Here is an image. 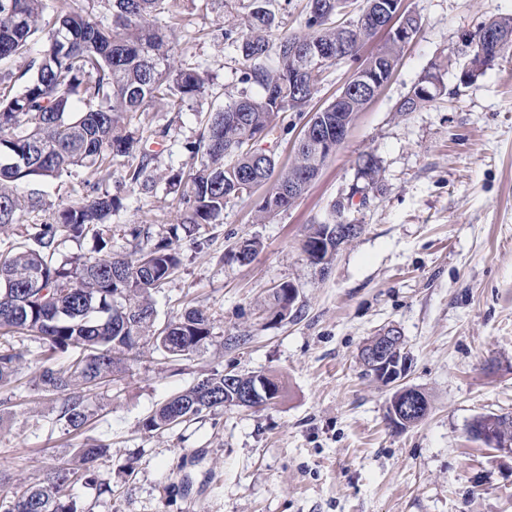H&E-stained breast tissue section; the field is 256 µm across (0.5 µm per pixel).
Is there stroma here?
Returning <instances> with one entry per match:
<instances>
[{"label": "stroma", "instance_id": "stroma-1", "mask_svg": "<svg viewBox=\"0 0 512 512\" xmlns=\"http://www.w3.org/2000/svg\"><path fill=\"white\" fill-rule=\"evenodd\" d=\"M249 2L174 0L155 21L174 40L175 63L195 67L206 86L177 108L147 111L152 128L167 131L147 145L164 177L188 173L200 114L260 93L224 36ZM404 6L421 20L417 35L302 197L263 224L255 220L262 192L231 200L197 243L183 244L177 274L155 295L157 319L206 312L214 329L204 352L171 364L141 349L127 373L92 392L94 414L74 434L31 384L39 340L12 338L26 364L0 385V471L40 479L72 448L100 441L110 446L97 473L107 491L72 486L80 512H512V455L470 433L481 415H512V51L461 77L466 37L512 16V0ZM356 67L330 66L307 113H280L281 136L266 145L277 165L289 163L308 112L331 103ZM430 71L442 93L401 111ZM367 155L382 169L383 190L356 211L361 234L319 270L302 241L355 187ZM85 177L43 184L27 222L46 221ZM122 196L112 223L138 227L152 244L168 234L180 204L164 182ZM252 238L262 250L245 264L233 259ZM285 282L295 302L286 317L270 318L269 297ZM389 326L405 340L411 384L430 401L426 417L403 430L385 419L391 388L358 356ZM216 370L272 372L284 390L263 407L216 408L161 434L143 429L153 409Z\"/></svg>", "mask_w": 512, "mask_h": 512}]
</instances>
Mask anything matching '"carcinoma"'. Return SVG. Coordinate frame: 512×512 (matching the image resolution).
Listing matches in <instances>:
<instances>
[{
	"label": "carcinoma",
	"mask_w": 512,
	"mask_h": 512,
	"mask_svg": "<svg viewBox=\"0 0 512 512\" xmlns=\"http://www.w3.org/2000/svg\"><path fill=\"white\" fill-rule=\"evenodd\" d=\"M101 3L112 12L109 26L68 0H58L49 19L45 0H0V61L23 62L19 72L4 76L0 88V338L19 333L41 341L34 390L57 404L55 422L75 433L92 416L91 387L125 372L139 349L150 346L178 361L212 341L213 322L198 309L156 325L152 292L177 272L181 242H196L228 202L250 195V180L261 184L272 177L256 210V220L266 222L292 207L307 189L304 175L316 176L329 159L318 146L299 142L291 164L276 174L271 153L256 147L255 135L274 139L279 113L305 111L317 91L324 67L316 59L298 63L295 46L309 42L322 50L339 48L340 59L360 61L357 70L388 78L404 48L389 39L375 54L360 58L359 47L377 34L371 17L361 23L356 38L349 26L332 22L333 16L348 13L353 0H309L308 32L274 42L270 0H251L237 36H225L242 60L243 81L259 86L261 95L243 93L204 116L202 134L188 146L192 170L170 182L185 205L172 236L144 246L134 229L130 235L136 243L117 253L112 239L118 226L108 220L122 199L100 185L117 167L125 185L146 194L156 189L151 156L139 148L144 136L131 127L154 104L174 107L186 96L203 93L205 79L192 67L174 65L172 41L151 21L170 12L171 0ZM365 101L348 90L305 126H314L322 140H334L336 124L353 121ZM77 170L90 175L83 191L45 223H24L34 201L20 188ZM357 178L368 190H381V169L373 156L359 162ZM88 236L96 242L95 256L61 257L63 245ZM24 361L23 354L1 347L0 384L10 382ZM252 380L253 374H241L237 385L227 386L223 373H210L173 395L143 428L160 432L205 411L234 407L238 388ZM487 417L495 420L498 435L512 441L511 416ZM109 451L106 444L76 448L64 465L20 494L0 472V512H78L62 498L78 481L97 484L99 464Z\"/></svg>",
	"instance_id": "obj_1"
}]
</instances>
